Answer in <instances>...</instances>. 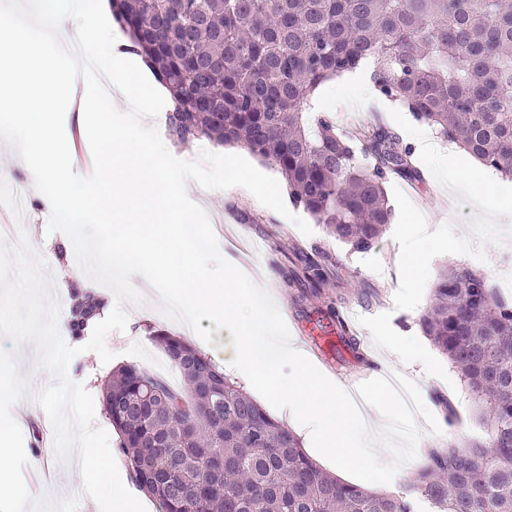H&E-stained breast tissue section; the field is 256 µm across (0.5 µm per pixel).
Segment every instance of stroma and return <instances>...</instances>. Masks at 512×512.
Masks as SVG:
<instances>
[{"label": "stroma", "mask_w": 512, "mask_h": 512, "mask_svg": "<svg viewBox=\"0 0 512 512\" xmlns=\"http://www.w3.org/2000/svg\"><path fill=\"white\" fill-rule=\"evenodd\" d=\"M358 84L339 79L325 85L318 98L322 109L343 118L368 125L382 120L405 143H415L422 129L408 112L381 97L362 103ZM465 155L448 156L447 152L417 159L423 180L407 183L390 180L387 193L394 218L377 246L362 255L349 254L346 247L327 237L320 225H313L312 235H304L293 223L262 205L249 191L232 187L216 194L198 187L191 200L200 206L211 222L221 223L217 233L220 250L229 261H243L250 277L267 279L277 308H289L298 325L290 334L302 348L310 342L303 325L314 318L317 310L332 307L354 327L362 343L366 362L349 358L337 367L322 366V373L338 379L342 374L360 373L373 378L403 374L417 382L427 409L441 427L431 434L424 418H417L421 432L416 458L401 467L406 481H413L427 457L428 445L441 448L469 439L484 437L459 374L430 341L423 336L417 320L432 298L433 284L443 266L465 263L481 270L489 280L501 272L504 247L497 238L512 231L507 224L489 225L487 231L468 238L470 225L481 223L486 197L481 176L463 184L453 178L449 167H463ZM0 187L16 199V210L0 239L16 245L20 235H27L35 254L47 264L60 306L61 318H68L71 292L66 286L71 267L76 264L69 238L47 230L50 213L41 205L42 195L34 186V177L16 151L0 159ZM422 217L429 225L428 240L416 238L412 216ZM320 249L330 254L337 275L323 298H303L290 288L281 271L288 268L292 244ZM142 304H125L128 317L125 332L111 333L107 345L114 357L101 363L94 352L76 356L69 366L73 381L83 383L93 399H100L101 384L123 364L142 365V351L152 346L150 330H170L174 320L160 311L158 292L143 277L133 276ZM32 345L17 344L0 337V419L13 418L20 408L36 410L24 430L16 434L12 491L28 497L34 512H94L95 505L83 489L77 456L59 460L54 450V429L36 400L48 386L51 375L35 367ZM445 395L451 403L455 420L447 422L434 395Z\"/></svg>", "instance_id": "35a3bbf8"}]
</instances>
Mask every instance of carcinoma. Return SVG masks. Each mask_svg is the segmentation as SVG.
<instances>
[{"mask_svg": "<svg viewBox=\"0 0 512 512\" xmlns=\"http://www.w3.org/2000/svg\"><path fill=\"white\" fill-rule=\"evenodd\" d=\"M167 89L170 138L242 147L281 176L292 204L352 254L392 223L389 176L416 181L412 147L382 126L344 131L314 111L317 90L372 65L377 95L512 178V0H112ZM335 264L292 248L288 287L319 297ZM104 304L73 293L81 335ZM352 351L358 340L328 312ZM418 326L458 370L487 437L430 448L414 494L343 482L208 357L164 330L150 335L184 386L133 364L101 385L131 480L158 512H512V300L488 278L444 268Z\"/></svg>", "mask_w": 512, "mask_h": 512, "instance_id": "obj_1", "label": "carcinoma"}]
</instances>
